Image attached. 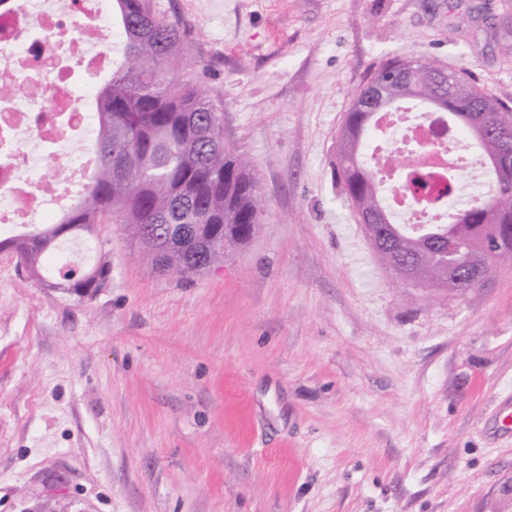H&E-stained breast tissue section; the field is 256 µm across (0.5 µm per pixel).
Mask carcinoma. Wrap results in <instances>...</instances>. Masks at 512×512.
Listing matches in <instances>:
<instances>
[{
  "mask_svg": "<svg viewBox=\"0 0 512 512\" xmlns=\"http://www.w3.org/2000/svg\"><path fill=\"white\" fill-rule=\"evenodd\" d=\"M112 17V77L97 93L94 165L80 199L50 224L0 238V249L12 250L19 265L39 281L48 271L45 257L59 240L93 239L94 225L104 216L123 225L147 252L157 236H166L180 273L195 276L199 264L210 258L218 262L226 247L247 242L266 208L248 161L224 145V113L179 74L191 50L180 23L159 17L150 0H113ZM416 65L419 80L400 86L395 104L442 101L456 128L480 144L491 181L486 198L448 209L446 223L438 228L458 239L460 269L477 250L493 252L500 264L511 263L512 104L485 92L466 68L431 59H418ZM375 137L373 113L349 109L336 167L358 213L379 210L387 197L379 178L382 158L366 154ZM401 171L406 189L433 198L435 208L454 196L451 174L438 185L409 162ZM198 224L224 227L208 238L205 250L187 232ZM388 232L390 244L379 252L385 266L409 262L412 284L448 287L446 244L421 237L404 224L390 226ZM110 276L109 263L98 261L79 274L67 272L49 287L64 293L86 288L90 297Z\"/></svg>",
  "mask_w": 512,
  "mask_h": 512,
  "instance_id": "1",
  "label": "carcinoma"
}]
</instances>
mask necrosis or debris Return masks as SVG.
<instances>
[{"label": "necrosis or debris", "instance_id": "obj_1", "mask_svg": "<svg viewBox=\"0 0 512 512\" xmlns=\"http://www.w3.org/2000/svg\"><path fill=\"white\" fill-rule=\"evenodd\" d=\"M103 0H0V70L16 74L0 96V220L47 224L64 206L47 160L93 140L95 98L84 77L112 68V50L88 34Z\"/></svg>", "mask_w": 512, "mask_h": 512}]
</instances>
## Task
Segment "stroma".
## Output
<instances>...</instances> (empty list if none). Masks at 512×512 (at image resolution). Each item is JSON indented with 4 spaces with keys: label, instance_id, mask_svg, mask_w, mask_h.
Masks as SVG:
<instances>
[{
    "label": "stroma",
    "instance_id": "stroma-1",
    "mask_svg": "<svg viewBox=\"0 0 512 512\" xmlns=\"http://www.w3.org/2000/svg\"><path fill=\"white\" fill-rule=\"evenodd\" d=\"M266 200L205 273L121 225L78 299L0 251V512H512V266L449 295L393 280L336 174L388 59L512 101V0H152ZM110 276L111 267L109 263L105 261H98L95 264L86 267L78 275L72 274V270L68 271L63 275L61 281L52 282L49 284V287L67 294H70L68 288H88V292L83 296L70 294L78 297L79 299H84L97 293L103 285L107 284Z\"/></svg>",
    "mask_w": 512,
    "mask_h": 512
}]
</instances>
